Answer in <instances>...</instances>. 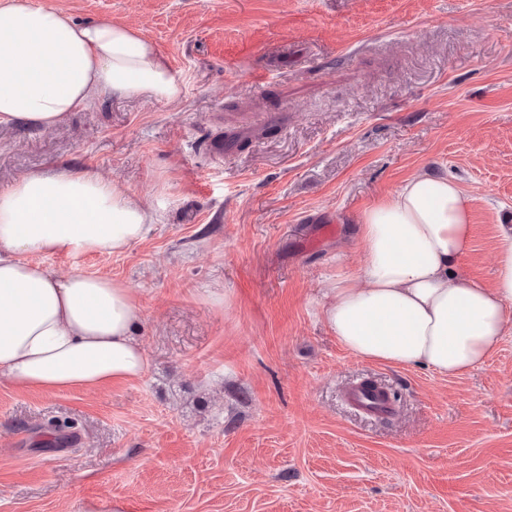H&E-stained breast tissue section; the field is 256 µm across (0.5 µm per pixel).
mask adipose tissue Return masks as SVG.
I'll use <instances>...</instances> for the list:
<instances>
[{"mask_svg":"<svg viewBox=\"0 0 512 512\" xmlns=\"http://www.w3.org/2000/svg\"><path fill=\"white\" fill-rule=\"evenodd\" d=\"M174 101L179 83L138 31L78 22L32 0L0 8V127L56 128L108 95ZM153 207L87 172H34L0 191V376L20 389H92L141 378L138 298L112 278L55 277L38 256L121 253ZM472 226L458 186L411 177L357 227L359 277H337L322 315L366 361L460 374L497 349L512 317V242L493 286L454 268Z\"/></svg>","mask_w":512,"mask_h":512,"instance_id":"adipose-tissue-1","label":"adipose tissue"}]
</instances>
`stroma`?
<instances>
[{
  "mask_svg": "<svg viewBox=\"0 0 512 512\" xmlns=\"http://www.w3.org/2000/svg\"><path fill=\"white\" fill-rule=\"evenodd\" d=\"M35 2L133 25L180 96L0 128V189L65 166L157 204L125 252L42 257L133 289L148 370L98 391L0 379V512H512V323L448 376L360 360L320 314L361 269L365 211L420 172L467 197L458 266L493 284L512 235V0ZM257 32L242 69L212 58ZM364 380L396 396L390 417L347 405Z\"/></svg>",
  "mask_w": 512,
  "mask_h": 512,
  "instance_id": "stroma-1",
  "label": "stroma"
}]
</instances>
